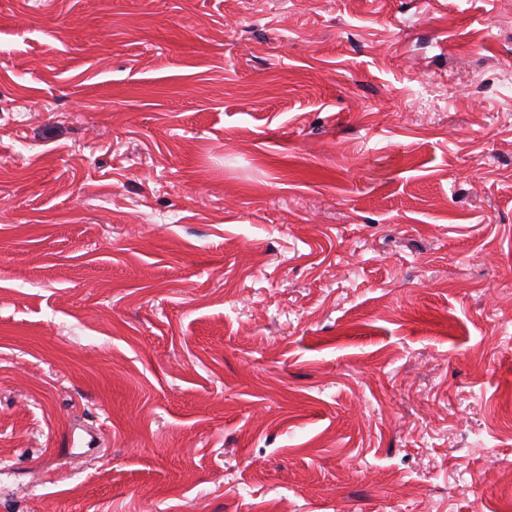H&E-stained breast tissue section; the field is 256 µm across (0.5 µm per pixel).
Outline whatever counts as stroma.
Returning a JSON list of instances; mask_svg holds the SVG:
<instances>
[{
	"label": "stroma",
	"instance_id": "1",
	"mask_svg": "<svg viewBox=\"0 0 512 512\" xmlns=\"http://www.w3.org/2000/svg\"><path fill=\"white\" fill-rule=\"evenodd\" d=\"M0 512H512V0H0Z\"/></svg>",
	"mask_w": 512,
	"mask_h": 512
}]
</instances>
